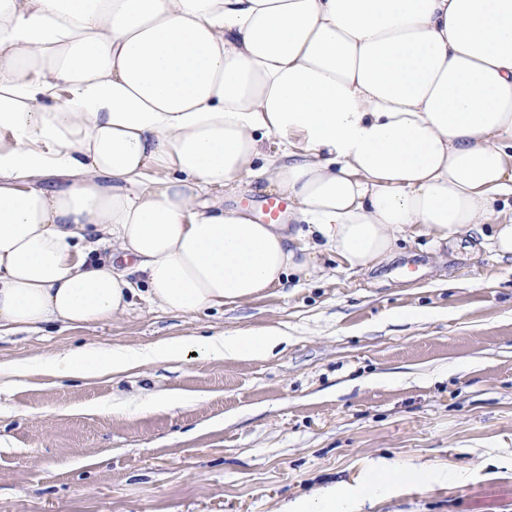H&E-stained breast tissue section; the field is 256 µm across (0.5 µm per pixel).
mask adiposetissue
I'll use <instances>...</instances> for the list:
<instances>
[{"label":"adipose tissue","instance_id":"ef3b65f1","mask_svg":"<svg viewBox=\"0 0 512 512\" xmlns=\"http://www.w3.org/2000/svg\"><path fill=\"white\" fill-rule=\"evenodd\" d=\"M248 179L300 229L215 201ZM486 225L512 257V0H0V335L138 296L191 316ZM285 339L85 345L0 362V390Z\"/></svg>","mask_w":512,"mask_h":512}]
</instances>
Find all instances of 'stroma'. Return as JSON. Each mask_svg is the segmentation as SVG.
<instances>
[{
  "mask_svg": "<svg viewBox=\"0 0 512 512\" xmlns=\"http://www.w3.org/2000/svg\"><path fill=\"white\" fill-rule=\"evenodd\" d=\"M367 272L174 316L135 299L118 319L0 335V361L87 344L148 345L276 324L269 358L171 361L96 382L0 391V512H279L318 489L410 470L359 512H512V260L422 235ZM175 391L181 405L116 415Z\"/></svg>",
  "mask_w": 512,
  "mask_h": 512,
  "instance_id": "1",
  "label": "stroma"
}]
</instances>
